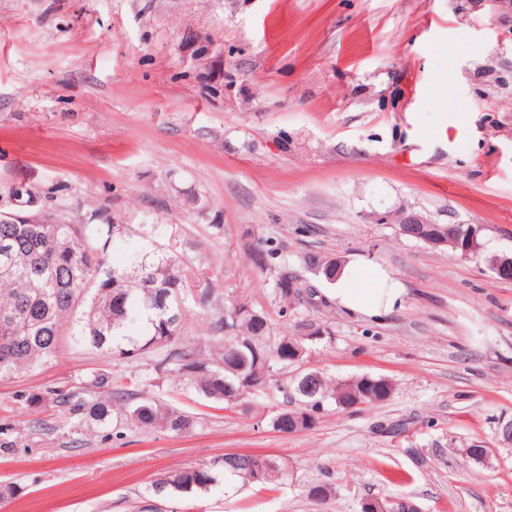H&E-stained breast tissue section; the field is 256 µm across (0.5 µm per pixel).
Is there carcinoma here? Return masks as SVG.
<instances>
[{
  "label": "carcinoma",
  "instance_id": "cac0c4a2",
  "mask_svg": "<svg viewBox=\"0 0 512 512\" xmlns=\"http://www.w3.org/2000/svg\"><path fill=\"white\" fill-rule=\"evenodd\" d=\"M127 224L0 223V381L54 360L67 345L82 346L119 359H152L156 372L166 373L192 389L214 409L242 405L249 411L255 397L282 396L286 407L270 418L281 433L316 426V410L331 400L347 409L351 400L376 406L387 400L393 385L385 378L361 376L341 383L329 381L318 368H304L312 345L325 340L327 329L310 320L295 331L272 336L268 311L244 296L224 297L213 288L196 291L203 272L190 267L174 245L149 239L127 265L108 261L112 246L129 234ZM276 252L256 245L251 260L260 272L272 270ZM281 274L274 280L273 301L286 316L303 304L328 305L325 297ZM138 321L141 334H126ZM202 333L187 340L195 323ZM94 399L80 404L99 422L112 408L125 412L137 428L162 429L185 435L197 417L158 399L142 396L139 382L110 374L87 375ZM261 473L262 484L284 478L271 456L246 452L226 454L212 466L169 472L151 484L160 498L206 489L224 476V487L235 490Z\"/></svg>",
  "mask_w": 512,
  "mask_h": 512
}]
</instances>
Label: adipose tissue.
Listing matches in <instances>:
<instances>
[{
  "label": "adipose tissue",
  "mask_w": 512,
  "mask_h": 512,
  "mask_svg": "<svg viewBox=\"0 0 512 512\" xmlns=\"http://www.w3.org/2000/svg\"><path fill=\"white\" fill-rule=\"evenodd\" d=\"M337 304L368 317H381L402 301L403 290L387 272L364 264H352L331 283Z\"/></svg>",
  "instance_id": "obj_1"
}]
</instances>
